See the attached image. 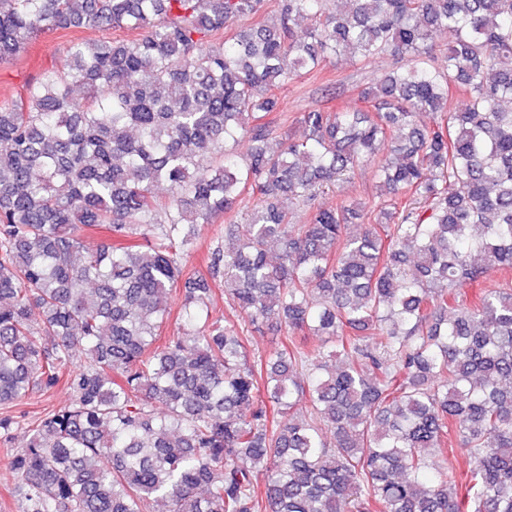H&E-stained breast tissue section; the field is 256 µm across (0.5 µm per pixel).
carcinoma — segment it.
Instances as JSON below:
<instances>
[{
	"mask_svg": "<svg viewBox=\"0 0 512 512\" xmlns=\"http://www.w3.org/2000/svg\"><path fill=\"white\" fill-rule=\"evenodd\" d=\"M260 3L0 7V62L46 31L100 32L0 107V406L80 361L25 447L0 416L22 512H512V285L462 292L512 268V0H278L208 44ZM385 55L415 65L279 133V89ZM365 165L370 204H320ZM216 286L230 317L209 312ZM251 329L281 341L253 356ZM225 217H217L213 224H200L198 226L199 235L196 240L195 251L188 259L190 269H200L203 267L207 249L214 238L224 234Z\"/></svg>",
	"mask_w": 512,
	"mask_h": 512,
	"instance_id": "carcinoma-1",
	"label": "carcinoma"
}]
</instances>
